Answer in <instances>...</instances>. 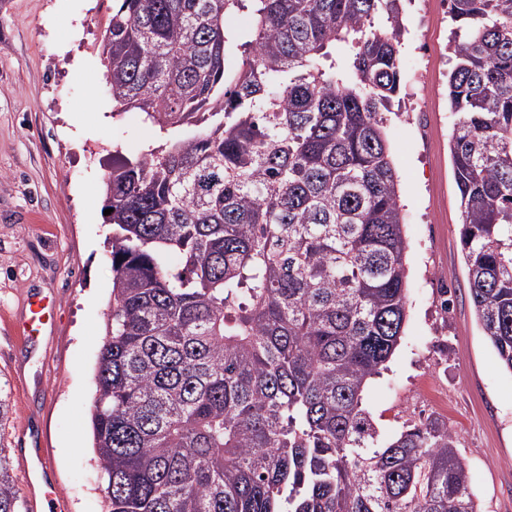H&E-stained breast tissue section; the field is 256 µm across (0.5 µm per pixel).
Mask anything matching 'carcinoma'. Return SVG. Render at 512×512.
<instances>
[{
    "label": "carcinoma",
    "instance_id": "carcinoma-1",
    "mask_svg": "<svg viewBox=\"0 0 512 512\" xmlns=\"http://www.w3.org/2000/svg\"><path fill=\"white\" fill-rule=\"evenodd\" d=\"M248 10L243 34L227 25ZM460 242L512 371V0H449ZM406 0H116L113 112L163 142L105 176V512H482L458 436L382 440L364 394L408 317L388 115ZM0 447V512H19Z\"/></svg>",
    "mask_w": 512,
    "mask_h": 512
}]
</instances>
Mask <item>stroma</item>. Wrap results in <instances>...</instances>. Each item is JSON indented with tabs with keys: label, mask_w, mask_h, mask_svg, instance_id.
I'll list each match as a JSON object with an SVG mask.
<instances>
[{
	"label": "stroma",
	"mask_w": 512,
	"mask_h": 512,
	"mask_svg": "<svg viewBox=\"0 0 512 512\" xmlns=\"http://www.w3.org/2000/svg\"><path fill=\"white\" fill-rule=\"evenodd\" d=\"M112 0H0V386L11 405L0 444L21 512H33L18 454L21 431L48 450L69 512H103L92 443L94 375L112 293L103 184L114 155L158 143L143 113L113 114L101 43ZM450 18L407 14L400 115L386 137L399 177L409 316L366 406L383 434L429 417L424 387L456 431L482 512H512V373L485 340L469 297L448 147L452 112L429 111L431 56ZM107 115L93 123L89 115ZM55 300L51 326L23 344L27 301Z\"/></svg>",
	"instance_id": "1"
}]
</instances>
